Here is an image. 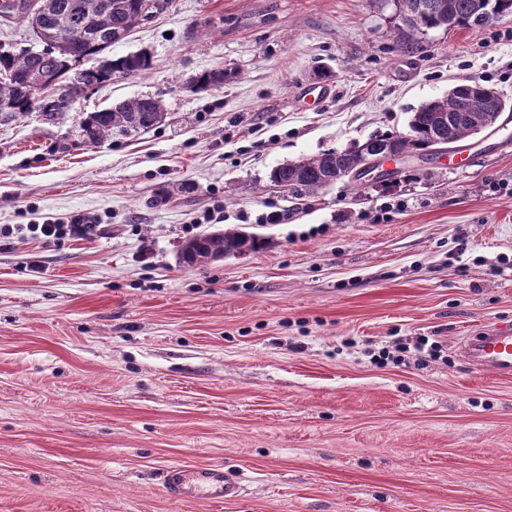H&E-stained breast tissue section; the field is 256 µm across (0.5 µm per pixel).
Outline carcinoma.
Returning a JSON list of instances; mask_svg holds the SVG:
<instances>
[{
  "label": "carcinoma",
  "instance_id": "1",
  "mask_svg": "<svg viewBox=\"0 0 512 512\" xmlns=\"http://www.w3.org/2000/svg\"><path fill=\"white\" fill-rule=\"evenodd\" d=\"M144 0H13L0 11L5 21L27 22L32 14L41 16L42 27L50 35L39 36L42 49L0 46V121L24 117L32 111L30 80L42 79L67 85L69 97L80 99L87 92L115 78L142 73L151 67L145 51L118 57H103L97 66L78 69L74 63L97 55L101 42L113 45L123 41L144 23ZM396 13L409 48L428 31L455 30L489 26L512 16V0H395ZM228 75L223 71H203L192 78L190 90L204 92L224 86ZM512 109L506 96L496 89L474 81L460 83L448 94L422 104L408 122L404 133L385 132L372 135L350 148L330 149L318 156L288 162L273 168L270 182L293 194L310 195L349 177L365 155L411 154L436 147L439 141L457 144L474 134L493 127L506 108ZM68 103L52 97L41 99L37 117L46 125H56L67 114ZM166 112L154 98H139L93 112L79 122L75 147H97L113 134L128 135L147 131L162 124ZM263 245L255 235L234 229L203 234L190 241L182 260L190 265L212 262L214 254L244 252Z\"/></svg>",
  "mask_w": 512,
  "mask_h": 512
}]
</instances>
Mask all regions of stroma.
<instances>
[{
	"label": "stroma",
	"mask_w": 512,
	"mask_h": 512,
	"mask_svg": "<svg viewBox=\"0 0 512 512\" xmlns=\"http://www.w3.org/2000/svg\"><path fill=\"white\" fill-rule=\"evenodd\" d=\"M394 15L174 0L110 50L148 51L149 70L60 124L0 123V226L101 219L61 243L0 239V512H512V378L458 348L512 324V121L467 138L458 169L311 197L269 180L406 131L461 81L512 99V17L407 50ZM223 69L222 88L190 91ZM142 97L167 112L157 128L63 150L89 113ZM216 197L223 223H197ZM222 226L266 246L180 261ZM419 336L446 357L366 355ZM185 463L243 473L246 496L171 500L162 473Z\"/></svg>",
	"instance_id": "stroma-1"
}]
</instances>
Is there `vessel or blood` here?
I'll return each instance as SVG.
<instances>
[{
    "label": "vessel or blood",
    "mask_w": 512,
    "mask_h": 512,
    "mask_svg": "<svg viewBox=\"0 0 512 512\" xmlns=\"http://www.w3.org/2000/svg\"><path fill=\"white\" fill-rule=\"evenodd\" d=\"M460 349L477 370L512 377V325H492L482 335L463 337ZM168 497L179 501H235L246 492L241 474L221 465H174L163 476Z\"/></svg>",
    "instance_id": "1"
}]
</instances>
